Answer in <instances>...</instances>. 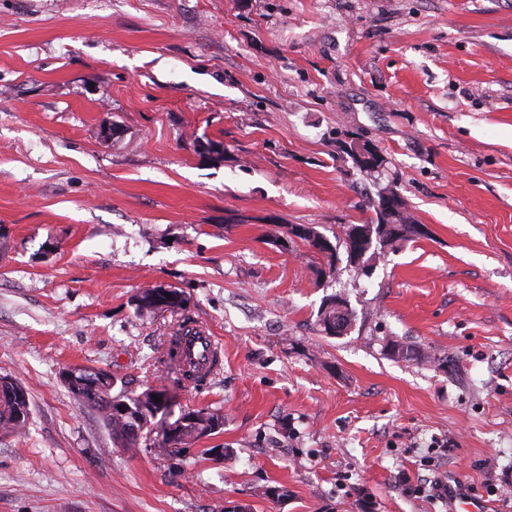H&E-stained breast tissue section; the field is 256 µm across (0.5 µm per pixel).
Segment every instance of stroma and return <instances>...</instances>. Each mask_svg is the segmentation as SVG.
Returning a JSON list of instances; mask_svg holds the SVG:
<instances>
[{
    "label": "stroma",
    "instance_id": "obj_1",
    "mask_svg": "<svg viewBox=\"0 0 512 512\" xmlns=\"http://www.w3.org/2000/svg\"><path fill=\"white\" fill-rule=\"evenodd\" d=\"M387 189L427 234L368 273L287 234ZM155 288L182 308L137 312ZM187 317L224 346L196 388ZM71 368L224 428L127 452ZM5 375L0 512H512V0H0ZM336 302V297L330 299L327 301L321 308L319 312V325L321 326L322 330L325 332L326 335L328 334L329 326L328 325H322V322L327 319V317H332L331 323H335L330 325V332L331 334H336V336H339L340 334H343L344 329L341 326V323L336 321V319L342 321L345 325H350L352 320V312L347 308L345 312H340L336 315V309H330L329 311L325 312V316L322 318V310L325 306L333 304ZM18 390L22 396L18 395ZM31 410L26 390L15 379L0 377V436L21 437L28 433ZM182 421L178 434L169 442L170 448H165L170 457L183 460L189 447L204 436L218 433L224 422V417L218 413L205 412L203 409H192L181 413L175 420Z\"/></svg>",
    "mask_w": 512,
    "mask_h": 512
}]
</instances>
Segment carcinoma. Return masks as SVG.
I'll use <instances>...</instances> for the list:
<instances>
[{"instance_id":"carcinoma-1","label":"carcinoma","mask_w":512,"mask_h":512,"mask_svg":"<svg viewBox=\"0 0 512 512\" xmlns=\"http://www.w3.org/2000/svg\"><path fill=\"white\" fill-rule=\"evenodd\" d=\"M376 213L375 229L380 234L385 245L391 246L400 241L413 240L423 236L419 231L414 217L407 211L405 203H391L384 194H379L374 205ZM299 239L331 258L337 257V246L333 245L324 235H301ZM183 304L181 294L171 291V297L159 295V299H150V291H144L137 298V310L142 314H151L157 310L179 308ZM156 387L149 385L139 393H120L112 396L85 390L75 393V396L102 412L104 421L112 432L113 439L126 451H135L141 442L148 440L150 425L159 411V403L154 401ZM121 400L129 408V414L121 416L111 410V400ZM31 420V410L27 392L15 379L8 376L0 377V436L21 437L28 433ZM178 434L170 441L166 453L174 458L186 457L189 447L204 436L219 432L223 426L224 417L218 413L206 412L202 409H192L180 414Z\"/></svg>"}]
</instances>
